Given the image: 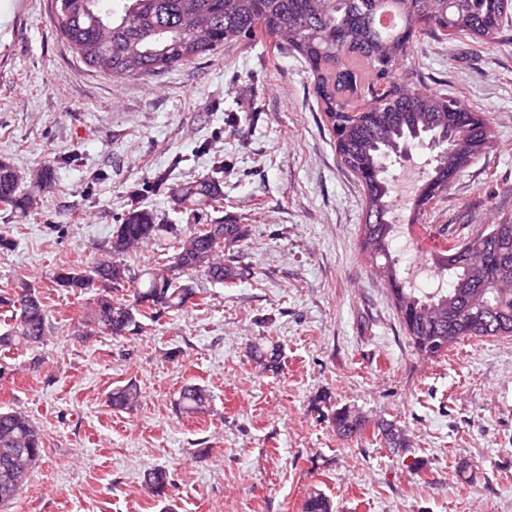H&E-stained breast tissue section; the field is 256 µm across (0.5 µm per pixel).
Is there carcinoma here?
Instances as JSON below:
<instances>
[{
  "label": "carcinoma",
  "instance_id": "cac0c4a2",
  "mask_svg": "<svg viewBox=\"0 0 512 512\" xmlns=\"http://www.w3.org/2000/svg\"><path fill=\"white\" fill-rule=\"evenodd\" d=\"M388 6L401 17L389 33L376 19ZM512 16V0H56L54 25L87 63L105 65L113 78L161 73L194 63L218 48L256 36L265 37L297 57L313 77L317 104L324 112L343 166L365 193L362 248L372 265L388 271L395 307L416 352L427 359L441 356L439 343L465 338L512 337V223L489 224L453 247L434 255L438 274L450 273V287L411 288L398 277L391 256L396 229L392 201L393 175L388 160L414 144L433 142L430 169L412 203L414 224L440 193L470 164L474 147L492 142L485 113L465 108L443 87L410 86L395 79L397 66L409 59L417 37L444 42L470 38L487 42ZM53 169L44 166L23 186V178L0 163V211L18 218L37 208L40 193L53 187ZM177 205L194 222L184 228L160 224L150 211L131 206L117 225L108 248L86 267L62 268L53 277L57 288L82 294L97 288L74 333L101 331L116 337L139 335L170 312H180L200 294L192 275L233 284L239 267L223 258L224 250L247 235L243 224H203L200 214L216 208L223 194L216 177L206 174L172 189ZM156 242L172 254L131 275L121 258ZM48 313L38 284L21 279L0 292V349L44 341ZM251 356L279 364L280 348L254 342ZM140 388L130 383L112 391L110 406L132 411ZM209 390L188 384L177 405L188 417L208 411ZM343 436L361 435L365 421L347 409L333 416ZM43 438L29 415L0 411V512H8L41 460ZM167 472L157 469L144 486L151 497L165 495ZM302 512H331L326 496L314 491Z\"/></svg>",
  "mask_w": 512,
  "mask_h": 512
}]
</instances>
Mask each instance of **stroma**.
Instances as JSON below:
<instances>
[{"label": "stroma", "instance_id": "1", "mask_svg": "<svg viewBox=\"0 0 512 512\" xmlns=\"http://www.w3.org/2000/svg\"><path fill=\"white\" fill-rule=\"evenodd\" d=\"M54 0L0 10V162L55 184L26 219L0 211V289L37 281L47 340L12 354L0 408L38 425L44 454L11 512H301L321 491L333 512H512V338L467 339L419 356L360 241L364 191L341 164L312 77L266 40L227 45L157 76L112 79L54 28ZM446 85L490 115L494 137L444 193L431 224L462 238L512 218V23L494 42H416L397 79ZM221 167L218 213L243 224V269L205 301L138 336H75L90 294L55 271L99 256L131 199L185 224L170 186ZM281 347L278 368L252 342ZM136 383V410L107 405ZM208 388L190 419L181 387ZM347 408L363 435L337 434ZM393 422L405 441L378 431ZM166 468V500L145 494Z\"/></svg>", "mask_w": 512, "mask_h": 512}]
</instances>
